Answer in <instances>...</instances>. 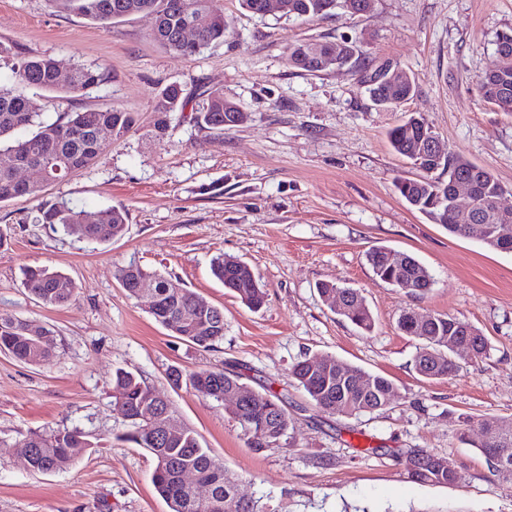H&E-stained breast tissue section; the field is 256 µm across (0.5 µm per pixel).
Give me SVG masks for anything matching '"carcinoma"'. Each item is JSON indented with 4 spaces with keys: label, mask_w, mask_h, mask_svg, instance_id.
<instances>
[{
    "label": "carcinoma",
    "mask_w": 512,
    "mask_h": 512,
    "mask_svg": "<svg viewBox=\"0 0 512 512\" xmlns=\"http://www.w3.org/2000/svg\"><path fill=\"white\" fill-rule=\"evenodd\" d=\"M56 8L74 12L91 20L102 28L134 14L144 13L154 17L158 25L152 29V38L183 56L201 53L210 44L224 40L227 24L224 15L210 7V0H49ZM289 13L301 19H313L331 15L336 9H347L346 0H290ZM193 25L199 33L197 44L186 47L178 43L175 35ZM335 43H321L320 56L310 53L309 43L299 42L290 47V61L294 67L310 73L320 72L319 63L333 51ZM12 59L14 81L21 86L40 88L57 93L61 98L98 86L104 80V72L98 68L79 66L71 70L63 80L58 75L57 61L46 55L26 53L10 45L0 44V61ZM479 95L487 102L504 111H512V65L499 66L482 75L477 81ZM188 101L176 84L165 87L155 104L157 120L154 136L161 139L166 133L171 117L182 112ZM246 119L236 104L224 100V94L213 92L203 109L195 113V123L201 129L223 134L235 121ZM134 112L112 108L78 109L64 113L54 120H44L33 111L30 101L13 87H0V202L18 196L36 197L42 185L21 186L14 178L19 165L48 168L49 182H60L79 168L93 164L103 153L106 144L125 137L136 125ZM33 127L34 131L23 140L13 141V133L21 127ZM429 127L415 116L389 132L394 152L407 158L412 156L416 144ZM417 178L403 179L396 188L404 200L423 214L431 223L442 221V227L454 236L472 234L468 224L445 217L450 180L443 179L455 173H466L476 182L487 185L484 196L477 200L473 210V223L483 225L481 241L490 249L501 246V238L509 234L512 239V223H505L492 207V200L504 184L486 170L472 163L462 154L450 149L439 161L431 158L421 162ZM128 216L121 208H108L98 212L78 210L65 205H43L34 219L36 224H58L72 234L98 242H110L124 235ZM395 250L377 247L367 255L373 275L380 282L400 288L410 294L423 295L432 286L433 279L418 259L403 254L401 265H392ZM213 275L224 288L236 294L253 310L261 309L266 293L254 271L228 265L219 256L211 263ZM28 291L46 305H62L69 302L76 291L74 281L66 274L43 266L28 267L23 272ZM117 278L130 296L137 298L142 288H147L157 298V305L150 310L153 319L173 335L204 348L224 340V311L205 301L195 292L185 288L167 287V278L157 272H149L137 265L122 267ZM352 295V303L340 315L359 328L369 331L373 317L363 298L354 290L344 288L334 281L319 286L321 296L334 292ZM178 317L188 319L178 328L173 321ZM399 329L408 336L422 341L415 359L417 372L428 379H440L451 374L457 367L453 355L470 358L483 357L488 341L473 325L453 315H438L436 322L426 327L416 324L407 314L398 321ZM456 341L460 349L451 351L449 342ZM56 348L53 332L43 328L37 335L28 332V324L7 315H0V351L11 354L16 360L37 365L48 358ZM316 366L308 358L294 365L291 375L317 407L331 414L357 416L383 409L390 404L385 395L393 390L392 382L378 374L346 364L336 370V359L322 357ZM176 385L183 381L206 399L224 400V392L239 383V376L224 370L192 373L187 376L174 370L170 373ZM152 391L134 374L117 369L112 382V397L118 409L130 420V430L124 434L127 442L142 448H151L152 430L142 420L150 408L148 401ZM247 435V444L256 452L282 446L290 427V419L282 400L275 394L260 398L251 405L234 412ZM29 447L36 449L32 461L35 471L46 464L56 470H64L94 447L83 430L59 429L49 435L31 433L25 439ZM474 447L487 459L493 476L512 477V423L502 425L500 432L491 436L479 434ZM156 465L152 481L158 493L169 504L170 512H263L258 501L239 503L236 478L225 471L224 465L211 457L201 447L194 433L182 430L180 436L165 443L163 456H155ZM404 466L408 475L419 482L454 484L462 479L460 473L447 458L426 449L415 448L407 453ZM195 470L199 485L185 487L180 473L186 468Z\"/></svg>",
    "instance_id": "obj_1"
}]
</instances>
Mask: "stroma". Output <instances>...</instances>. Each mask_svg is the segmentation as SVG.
Returning <instances> with one entry per match:
<instances>
[{
	"instance_id": "stroma-1",
	"label": "stroma",
	"mask_w": 512,
	"mask_h": 512,
	"mask_svg": "<svg viewBox=\"0 0 512 512\" xmlns=\"http://www.w3.org/2000/svg\"><path fill=\"white\" fill-rule=\"evenodd\" d=\"M211 6L229 24L224 40L189 58L155 43L145 14L105 30L49 0H0L1 43L105 73L69 103L28 89L35 111L54 119L69 107L109 106L139 118L96 163L39 197L0 203V314L57 339L54 356L38 365L0 352V512H170L151 482L152 454L121 439L130 423L112 399L119 368L168 400L174 423L193 430L266 512H512V479L492 477L462 438L468 424L512 420V253L448 235L412 210L396 183L418 171L387 138L416 116L512 187V112L476 90L496 63L498 35L512 28V0H373L365 15L339 9L314 20L253 14L239 0ZM305 39H347L366 60L397 62L414 96L390 111L370 101L357 67L296 69L289 48ZM172 83L188 109L159 141L149 135L154 106ZM215 90L246 114L221 135L191 120ZM61 202L123 208L127 231L103 244L34 223L40 205ZM377 246L415 255L434 278L430 291L411 295L376 281L365 254ZM219 255L259 276L261 310L212 276ZM130 264L222 308L223 342L203 348L155 322L149 298L130 297L116 277ZM30 266L71 276V302L51 306L31 295L22 284ZM323 281L362 295L372 332L321 299ZM408 308L465 319L487 337V355L458 360L444 379L422 378L414 367L420 342L397 327ZM320 355L389 378L393 400L357 417L320 410L291 376L297 362ZM175 369L234 371L258 395L279 394L287 445L254 452L223 404L172 384ZM66 427L88 432L93 448L52 474L23 466L25 436ZM412 448L447 457L462 481L411 479L401 458Z\"/></svg>"
}]
</instances>
